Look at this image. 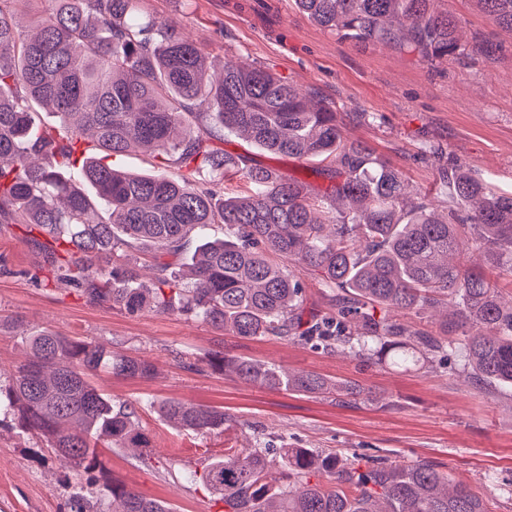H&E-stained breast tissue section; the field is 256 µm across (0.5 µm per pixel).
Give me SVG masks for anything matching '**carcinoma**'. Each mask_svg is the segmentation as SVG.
<instances>
[{
	"instance_id": "1",
	"label": "carcinoma",
	"mask_w": 512,
	"mask_h": 512,
	"mask_svg": "<svg viewBox=\"0 0 512 512\" xmlns=\"http://www.w3.org/2000/svg\"><path fill=\"white\" fill-rule=\"evenodd\" d=\"M436 2L295 0L343 40L392 43L431 61L499 51L463 40ZM473 2L512 30V0ZM26 11L30 32L20 25ZM33 104L59 125L37 123ZM364 119L253 65L226 62L211 76L181 25L142 15L137 0H0V224L22 226L42 255L24 275L131 315L173 313L232 336L313 343L404 370L458 353L472 383L512 387V297L473 265L477 256L512 278V193L452 162L436 168L445 212L425 196L413 200L399 169L344 136ZM86 133L96 154L80 161L75 146ZM226 133L273 155L329 161L332 184L316 192L213 147ZM129 151L152 155L157 171L105 162ZM234 175L251 192L216 197V182ZM99 200L110 207L105 220ZM216 225L221 238L208 235ZM141 248L150 249L148 277L133 259ZM295 268L318 275L325 308L305 305ZM437 307L444 315L433 331L402 320ZM25 341L28 357L0 386V407L40 434L65 480L77 481L70 512H173L96 475L100 440L138 449L145 467L154 452L139 405L112 401L91 377L148 378L151 363L49 329ZM210 365L273 390L370 397L353 381L249 358L220 353ZM159 410L194 434L224 430L216 408L167 399ZM185 479L218 494L224 512H492L426 459L227 446ZM106 500L119 507L100 508Z\"/></svg>"
}]
</instances>
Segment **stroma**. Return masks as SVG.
<instances>
[{"label": "stroma", "mask_w": 512, "mask_h": 512, "mask_svg": "<svg viewBox=\"0 0 512 512\" xmlns=\"http://www.w3.org/2000/svg\"><path fill=\"white\" fill-rule=\"evenodd\" d=\"M141 12L178 22L204 51L210 68L225 59L263 67L282 80L316 92L340 112L368 120L344 134L368 144L403 171L418 192L447 206L428 146L476 177L512 191V31L477 11L471 0H439L459 21L466 41L490 40L499 50L458 61H423L381 43H355L312 23L294 0H138ZM224 151L248 156L313 189L329 184L316 163L279 158L235 136ZM40 256L22 229L0 224V372L27 357L23 338L47 327L74 339L119 347L149 360L148 379L107 374L92 383L114 400L139 403V424L158 459L143 467L130 451L98 445L107 479L169 502L174 512H222L204 488L185 481L224 452L225 441L245 446L343 449L394 463L428 459L455 483L488 499L493 512H512V389L464 381L463 362L405 371L275 339H243L178 315H131L96 307L81 293L30 282ZM273 363L294 372L356 381L374 399L350 402L270 390L211 370L215 352ZM179 399L223 410L225 432L196 435L166 422L157 404ZM47 445L20 427L0 428V512H68L72 493L59 463H44Z\"/></svg>", "instance_id": "obj_1"}]
</instances>
